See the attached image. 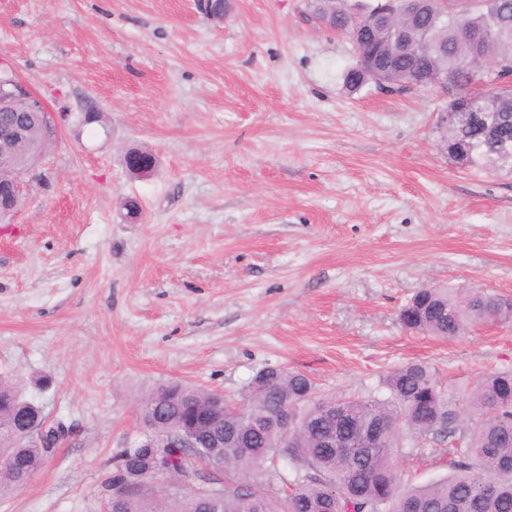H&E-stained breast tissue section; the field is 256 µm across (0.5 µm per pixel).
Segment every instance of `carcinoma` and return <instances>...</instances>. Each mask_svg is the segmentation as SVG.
Returning a JSON list of instances; mask_svg holds the SVG:
<instances>
[{
    "label": "carcinoma",
    "mask_w": 512,
    "mask_h": 512,
    "mask_svg": "<svg viewBox=\"0 0 512 512\" xmlns=\"http://www.w3.org/2000/svg\"><path fill=\"white\" fill-rule=\"evenodd\" d=\"M307 8L350 40L349 92L380 83L396 92L430 89L446 76L469 93L470 111L437 128V146L450 154L463 146L468 167L494 169L500 143H512V95L490 103L472 87L512 67V0H307ZM397 317L407 332L450 340L478 321L511 323L512 300L431 284ZM383 386V397L351 400L319 393L302 372L268 367L242 401L224 405L208 390L162 384L140 403L144 424L163 438L206 418L211 435L192 448L141 441L118 451L112 487L127 492L108 498L105 512H512V369L454 396L427 364L409 362L389 371ZM22 413L42 422V409L1 375L0 494L22 488L53 451L51 429L32 437L12 431ZM336 432L347 447L326 443ZM364 432L378 442L369 457L359 444ZM427 438L448 442L452 474L412 487L393 457ZM176 452L173 471L207 463L221 494L155 485L161 461Z\"/></svg>",
    "instance_id": "cac0c4a2"
}]
</instances>
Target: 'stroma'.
I'll use <instances>...</instances> for the list:
<instances>
[{
    "instance_id": "obj_1",
    "label": "stroma",
    "mask_w": 512,
    "mask_h": 512,
    "mask_svg": "<svg viewBox=\"0 0 512 512\" xmlns=\"http://www.w3.org/2000/svg\"><path fill=\"white\" fill-rule=\"evenodd\" d=\"M228 4L0 0V67L59 127L0 226V375L69 430L0 512H103L164 382L237 400L283 365L369 398L407 362L458 394L512 368V323L448 341L397 321L429 283L512 298V171L438 147L441 91L349 93L351 46L306 0ZM394 463L449 473L430 440Z\"/></svg>"
}]
</instances>
